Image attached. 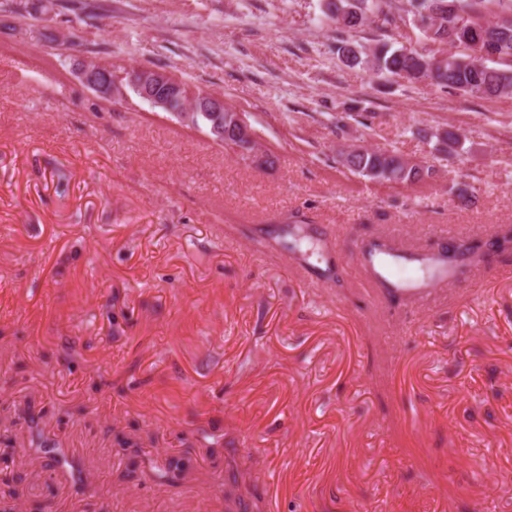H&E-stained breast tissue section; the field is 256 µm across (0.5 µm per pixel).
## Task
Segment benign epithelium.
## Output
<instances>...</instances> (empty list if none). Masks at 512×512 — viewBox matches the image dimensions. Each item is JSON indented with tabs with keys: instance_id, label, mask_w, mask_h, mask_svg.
<instances>
[{
	"instance_id": "7a95c632",
	"label": "benign epithelium",
	"mask_w": 512,
	"mask_h": 512,
	"mask_svg": "<svg viewBox=\"0 0 512 512\" xmlns=\"http://www.w3.org/2000/svg\"><path fill=\"white\" fill-rule=\"evenodd\" d=\"M471 26L482 27L483 35L481 39L470 43V49L467 50L469 58L465 59V63L480 68L486 61L498 59V28L482 19L473 20ZM78 78L86 88L111 104L118 103L122 98L123 91L113 81L110 68L101 74L99 70L83 64L78 70ZM129 84L151 108L165 112L186 125H192L191 114L176 112L170 107L174 96L191 104L194 112L201 108L215 113V121L208 128L207 135L217 144L228 142L232 148L245 151L257 142V134L243 113L227 111L228 105L222 95H200L172 75L148 68L132 70Z\"/></svg>"
}]
</instances>
